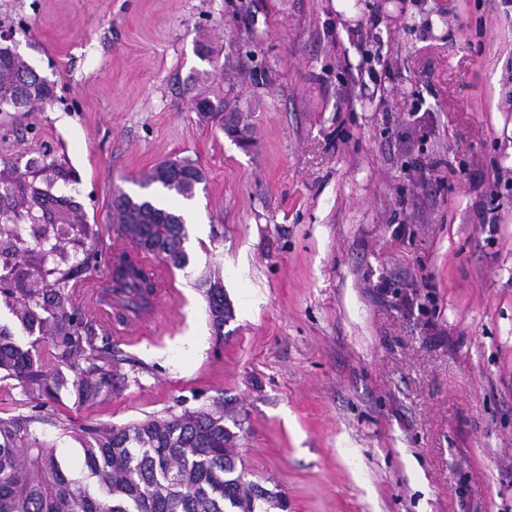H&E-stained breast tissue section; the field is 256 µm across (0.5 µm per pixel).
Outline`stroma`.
Masks as SVG:
<instances>
[{
  "mask_svg": "<svg viewBox=\"0 0 512 512\" xmlns=\"http://www.w3.org/2000/svg\"><path fill=\"white\" fill-rule=\"evenodd\" d=\"M51 103L0 112V174L93 226L169 158L198 165L190 264L151 333L112 336L110 398L41 426L224 407L281 512H512V0H0ZM234 90L245 150L190 104ZM232 316L216 339L205 296ZM204 295L207 301L214 335L217 339L224 336V311L229 315V308L224 303V285L219 281L204 280ZM227 313V314H226Z\"/></svg>",
  "mask_w": 512,
  "mask_h": 512,
  "instance_id": "obj_1",
  "label": "stroma"
}]
</instances>
